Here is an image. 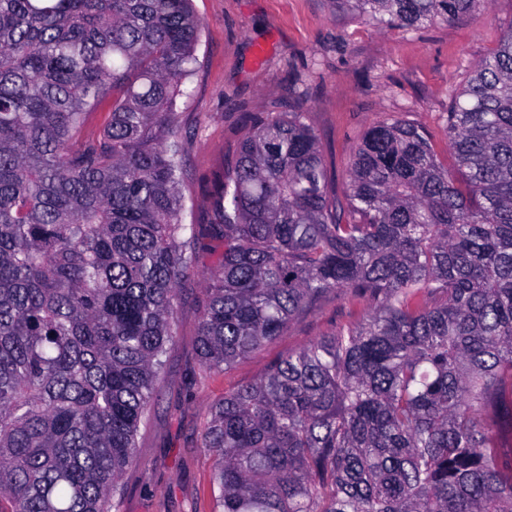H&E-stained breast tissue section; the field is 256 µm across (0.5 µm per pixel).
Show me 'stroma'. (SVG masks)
Masks as SVG:
<instances>
[{
    "label": "stroma",
    "instance_id": "stroma-1",
    "mask_svg": "<svg viewBox=\"0 0 512 512\" xmlns=\"http://www.w3.org/2000/svg\"><path fill=\"white\" fill-rule=\"evenodd\" d=\"M193 8L203 29L195 71L179 100V135L190 221L203 247L195 274L181 285L176 334L138 436V462L119 481L115 512H211L213 456L201 444L209 405L258 380L281 357L358 322L372 305L345 289L328 292L274 342L230 369L203 368L198 323L205 296L198 273L220 258L208 215L250 118L305 113L336 190L364 132L388 118L425 129L447 159L451 91L512 23V0H488L480 17L415 32L375 28L337 11L331 0H193Z\"/></svg>",
    "mask_w": 512,
    "mask_h": 512
}]
</instances>
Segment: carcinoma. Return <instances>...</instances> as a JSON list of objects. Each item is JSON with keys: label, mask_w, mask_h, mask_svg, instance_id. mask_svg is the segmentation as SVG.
<instances>
[{"label": "carcinoma", "mask_w": 512, "mask_h": 512, "mask_svg": "<svg viewBox=\"0 0 512 512\" xmlns=\"http://www.w3.org/2000/svg\"><path fill=\"white\" fill-rule=\"evenodd\" d=\"M485 5L336 0L407 31ZM201 29L192 0H0V512H111L138 461L201 248L176 111ZM447 129L450 166L372 125L340 200L304 113L250 121L211 210L205 369L326 292L377 305L212 405L214 512H512V26Z\"/></svg>", "instance_id": "1"}]
</instances>
